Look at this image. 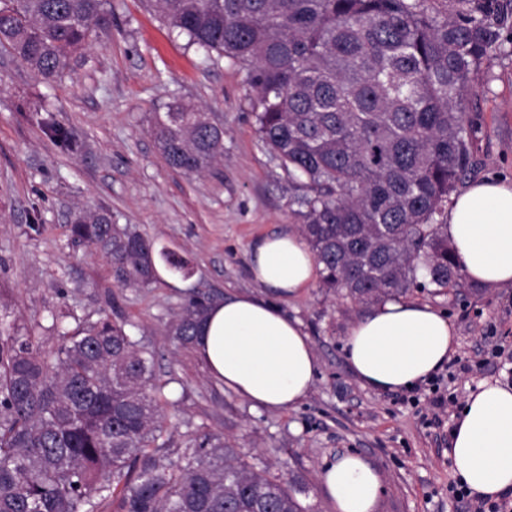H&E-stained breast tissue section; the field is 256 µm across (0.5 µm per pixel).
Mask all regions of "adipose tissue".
Here are the masks:
<instances>
[{
	"mask_svg": "<svg viewBox=\"0 0 512 512\" xmlns=\"http://www.w3.org/2000/svg\"><path fill=\"white\" fill-rule=\"evenodd\" d=\"M445 232L468 282L512 286V181L488 178L455 197ZM252 279L266 296L234 295L209 306L196 350L210 376L251 404L287 410L308 395L317 358L299 320L271 303L313 287L319 265L297 231L267 235L250 247ZM455 329L438 309L387 301L349 327L345 352L354 376L378 392L413 388L448 361ZM448 458L471 496L512 491V386L485 382L465 399L448 440ZM383 480L363 456L326 462L317 491L335 512H377Z\"/></svg>",
	"mask_w": 512,
	"mask_h": 512,
	"instance_id": "1",
	"label": "adipose tissue"
}]
</instances>
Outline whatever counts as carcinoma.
<instances>
[{
	"label": "carcinoma",
	"mask_w": 512,
	"mask_h": 512,
	"mask_svg": "<svg viewBox=\"0 0 512 512\" xmlns=\"http://www.w3.org/2000/svg\"><path fill=\"white\" fill-rule=\"evenodd\" d=\"M148 0L189 42L249 67L262 141L306 193L296 212L321 286L357 301L396 297L423 271L438 288L462 266L437 216L474 169L468 92L512 33V0ZM106 0H7L0 51L45 81L62 76ZM152 133L167 165L202 173L224 131L181 101ZM74 242L102 255L122 287L156 280L153 243L102 208ZM209 302L168 329L195 344ZM0 342V512H307L301 482L271 480L204 432L175 455L165 438L151 351L108 318L60 335Z\"/></svg>",
	"instance_id": "carcinoma-1"
}]
</instances>
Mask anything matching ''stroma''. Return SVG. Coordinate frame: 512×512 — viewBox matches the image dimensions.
<instances>
[{"label":"stroma","instance_id":"1","mask_svg":"<svg viewBox=\"0 0 512 512\" xmlns=\"http://www.w3.org/2000/svg\"><path fill=\"white\" fill-rule=\"evenodd\" d=\"M107 8L108 32L54 82L0 53V320L48 350L57 344L54 321L71 332L105 314L123 322L154 353L171 450L204 431L222 434L268 476L285 468L303 475L309 512H334L315 484L324 463L348 451L382 475L378 512H462L448 492L457 481L448 439L479 383L512 385V287L411 285L407 299L443 311L457 345L431 379L381 393L357 381L344 352L349 326L370 304L303 290L280 305L303 323L318 358L306 400L287 411L255 409L227 391L167 328L197 296L258 292L247 249L257 237L299 229L304 190L260 139L245 65L189 45L141 0H107ZM176 99L224 129V156L210 171L173 170L157 147L153 118ZM470 101L474 178L512 180V50L485 60ZM96 207L156 249L176 251L187 273L162 265L148 287H119L108 261L70 237L75 214ZM439 395L446 406H436Z\"/></svg>","mask_w":512,"mask_h":512}]
</instances>
